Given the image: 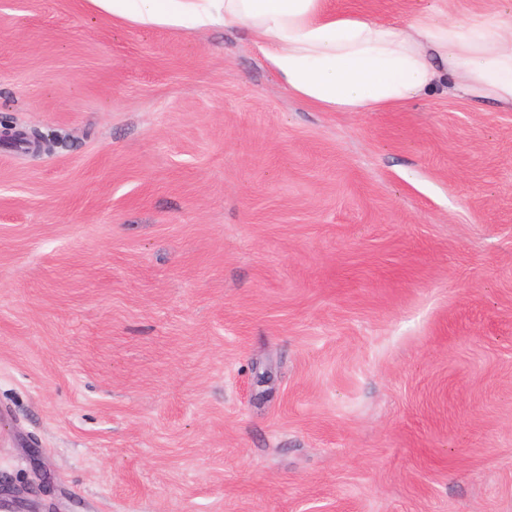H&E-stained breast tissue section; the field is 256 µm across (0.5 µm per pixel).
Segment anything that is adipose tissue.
<instances>
[{
	"instance_id": "1",
	"label": "adipose tissue",
	"mask_w": 512,
	"mask_h": 512,
	"mask_svg": "<svg viewBox=\"0 0 512 512\" xmlns=\"http://www.w3.org/2000/svg\"><path fill=\"white\" fill-rule=\"evenodd\" d=\"M141 24L250 30L288 94L324 112H377L445 84L512 104V11L420 14L399 27L325 0H94Z\"/></svg>"
}]
</instances>
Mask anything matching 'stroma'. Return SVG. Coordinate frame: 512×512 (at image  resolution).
I'll use <instances>...</instances> for the list:
<instances>
[{
    "label": "stroma",
    "instance_id": "obj_1",
    "mask_svg": "<svg viewBox=\"0 0 512 512\" xmlns=\"http://www.w3.org/2000/svg\"><path fill=\"white\" fill-rule=\"evenodd\" d=\"M395 25L439 0H327ZM0 482L46 512H512V106L288 95L243 28L0 0ZM19 138L27 139V142L23 143V145L26 146V149L35 152H41L47 145V138H45L41 133H36V137H33L29 132L17 129L13 125L5 124L3 127L0 126L1 143H16V140Z\"/></svg>",
    "mask_w": 512,
    "mask_h": 512
}]
</instances>
